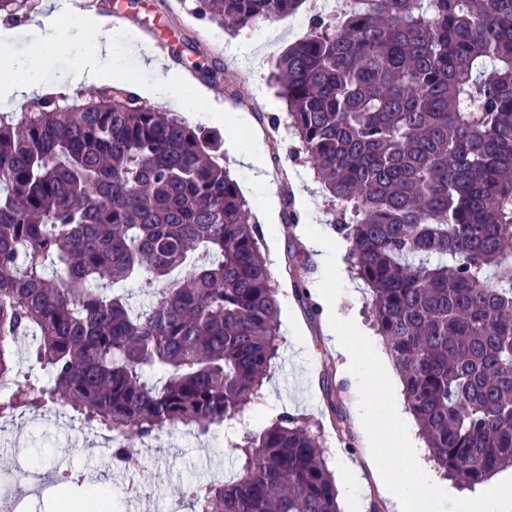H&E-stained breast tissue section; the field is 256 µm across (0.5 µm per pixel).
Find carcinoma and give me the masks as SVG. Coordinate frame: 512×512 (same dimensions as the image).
I'll return each instance as SVG.
<instances>
[{"instance_id":"obj_1","label":"carcinoma","mask_w":512,"mask_h":512,"mask_svg":"<svg viewBox=\"0 0 512 512\" xmlns=\"http://www.w3.org/2000/svg\"><path fill=\"white\" fill-rule=\"evenodd\" d=\"M304 0H196L235 33ZM30 0H0L20 17ZM278 57L298 152L338 232L432 460L476 487L512 467V0H346ZM0 121V378L120 439L205 434L260 395L278 302L219 137L111 87ZM136 283L137 307L115 288ZM160 377L150 380L146 371ZM190 512H340L318 438L282 413L244 435Z\"/></svg>"}]
</instances>
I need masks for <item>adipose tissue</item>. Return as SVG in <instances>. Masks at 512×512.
Here are the masks:
<instances>
[{
  "label": "adipose tissue",
  "mask_w": 512,
  "mask_h": 512,
  "mask_svg": "<svg viewBox=\"0 0 512 512\" xmlns=\"http://www.w3.org/2000/svg\"><path fill=\"white\" fill-rule=\"evenodd\" d=\"M31 26L38 36L25 54L17 56L0 52L1 98L21 104L50 94L51 88L44 83L42 74L53 61V51L57 43L65 38L79 40L92 33L97 36V57L110 59L112 66L103 69L96 65L95 59L77 58L73 71L78 83L100 86L120 81L121 54L116 49L111 31L105 29L103 21L90 17L83 11L59 9L58 0H41ZM145 66L161 73L162 80L158 83L134 84V91L141 97L163 103L187 98L204 101L206 94L203 90L190 87L175 75H163V64L155 56H146Z\"/></svg>",
  "instance_id": "1"
}]
</instances>
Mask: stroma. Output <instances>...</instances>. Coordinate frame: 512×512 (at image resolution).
Segmentation results:
<instances>
[{
  "instance_id": "stroma-1",
  "label": "stroma",
  "mask_w": 512,
  "mask_h": 512,
  "mask_svg": "<svg viewBox=\"0 0 512 512\" xmlns=\"http://www.w3.org/2000/svg\"><path fill=\"white\" fill-rule=\"evenodd\" d=\"M98 6L103 13L118 10L125 15L124 25L113 30L112 37L122 52L128 83L155 80V73L141 66V58L154 40L167 48L163 58L169 71L186 80H193L195 66L220 65L222 83L206 85V105L171 102L165 109L191 125L217 133L221 155L239 186L245 188L251 175L238 164L233 146L247 144L248 131H233L228 125L212 122L206 112L208 107L219 106L226 112L248 113L262 133L279 214L276 226L261 229L264 240L276 242L277 259L269 268L280 309L281 337L279 356L264 382L263 397L235 418L213 426L205 436L193 439L181 430L166 428L138 443L142 461L154 475L149 512H168L170 501L185 484L234 474L236 443L246 433L260 432L283 412L310 425L325 449L332 473H339L345 461L358 467L360 481L353 495L361 512H391V503L369 466L370 450L356 425L359 395L344 374V357L324 327L326 306L316 290L319 265L305 234V225L311 222L328 236H335L334 211L310 165L295 156L298 141L288 126L284 105L268 81L277 56L310 34L307 10L232 37L223 28L200 21L193 12V0H98ZM185 37L195 38L194 51L172 56L171 47ZM228 83L241 92V99L225 93ZM271 113L278 115V122L268 121ZM291 210L303 214V222L287 220ZM12 426L25 444L26 459L44 475L39 489L31 490L27 483L13 478L17 463L13 451L0 450V495L17 501L20 512H59L66 495H82L85 482L93 479L111 485L112 508L120 512L122 489L134 476L112 473L110 450L102 438L83 436L80 424L65 414L46 417L28 412L13 420ZM61 461L77 479L67 488L55 482V468Z\"/></svg>"
}]
</instances>
